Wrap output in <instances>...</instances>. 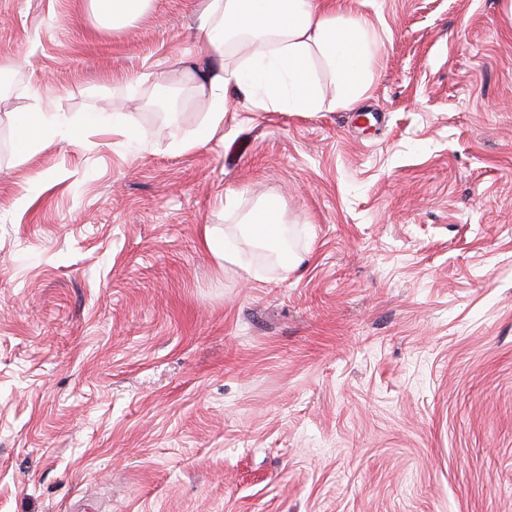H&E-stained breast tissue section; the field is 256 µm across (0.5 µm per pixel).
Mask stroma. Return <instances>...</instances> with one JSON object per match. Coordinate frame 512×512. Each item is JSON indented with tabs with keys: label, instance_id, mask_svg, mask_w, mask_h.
Returning a JSON list of instances; mask_svg holds the SVG:
<instances>
[{
	"label": "stroma",
	"instance_id": "stroma-1",
	"mask_svg": "<svg viewBox=\"0 0 512 512\" xmlns=\"http://www.w3.org/2000/svg\"><path fill=\"white\" fill-rule=\"evenodd\" d=\"M200 3L112 32L0 0V109L61 129L0 156V512H512V0H334L356 107L230 101L180 149ZM268 202L288 275L243 222ZM47 113L44 106L35 101L17 121L16 160H24L57 137L56 123ZM226 234L217 233L214 229H206L204 244L209 253L224 269L240 267L246 269L240 254L226 244Z\"/></svg>",
	"mask_w": 512,
	"mask_h": 512
}]
</instances>
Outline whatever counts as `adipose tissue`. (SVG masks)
<instances>
[{
    "mask_svg": "<svg viewBox=\"0 0 512 512\" xmlns=\"http://www.w3.org/2000/svg\"><path fill=\"white\" fill-rule=\"evenodd\" d=\"M154 0H84L94 26L118 31L139 20ZM330 0H203L194 22L193 60L173 53L170 64L207 101L193 142L211 141L224 128V102L238 98L255 112H318L324 91L311 69L321 57L339 79L340 105L356 104L367 73L361 24L340 27ZM44 106L28 107L17 122L16 159L55 140Z\"/></svg>",
    "mask_w": 512,
    "mask_h": 512,
    "instance_id": "adipose-tissue-1",
    "label": "adipose tissue"
}]
</instances>
